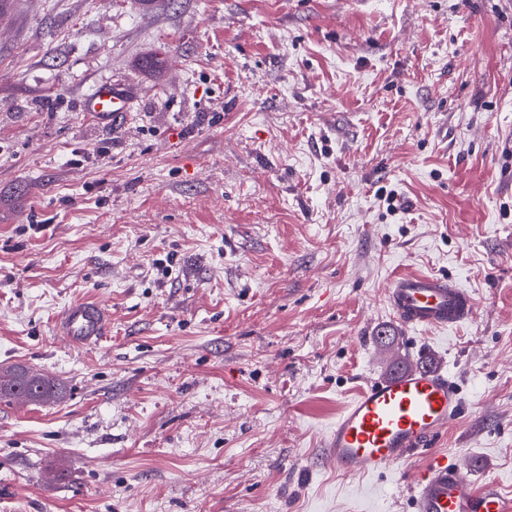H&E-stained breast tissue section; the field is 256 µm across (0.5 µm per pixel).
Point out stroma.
<instances>
[{"label": "stroma", "mask_w": 512, "mask_h": 512, "mask_svg": "<svg viewBox=\"0 0 512 512\" xmlns=\"http://www.w3.org/2000/svg\"><path fill=\"white\" fill-rule=\"evenodd\" d=\"M112 81L131 111L84 112ZM418 273L474 317H394ZM76 299L98 343L57 335ZM410 365L462 391L436 448L512 500V0H10L0 373L65 396L0 403V512H412L404 466L324 448ZM136 96L135 90L123 82L97 84L84 101V112L99 119H121L128 112ZM387 296L395 315L415 328L453 326L469 318L475 306L466 288L429 274L394 279ZM107 308L98 301L72 302L56 323V331L67 342L83 345L98 341L105 335Z\"/></svg>", "instance_id": "obj_1"}]
</instances>
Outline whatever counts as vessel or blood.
Segmentation results:
<instances>
[{"label":"vessel or blood","mask_w":512,"mask_h":512,"mask_svg":"<svg viewBox=\"0 0 512 512\" xmlns=\"http://www.w3.org/2000/svg\"><path fill=\"white\" fill-rule=\"evenodd\" d=\"M135 90L123 82H102L87 95L84 109L101 119L128 112ZM395 315L415 328L449 327L469 318L474 300L457 283L429 274L394 279L387 290ZM108 311L97 301L72 302L56 323L67 342L83 345L106 332ZM462 408L461 391L442 373L408 368L373 380L345 403L325 441L329 463L350 476L381 475L403 463L414 512H512L495 483L476 484L447 454L426 451L446 434ZM424 466H414L419 455Z\"/></svg>","instance_id":"vessel-or-blood-1"}]
</instances>
